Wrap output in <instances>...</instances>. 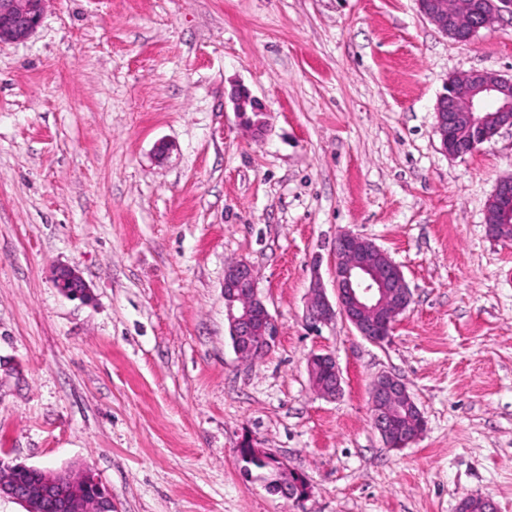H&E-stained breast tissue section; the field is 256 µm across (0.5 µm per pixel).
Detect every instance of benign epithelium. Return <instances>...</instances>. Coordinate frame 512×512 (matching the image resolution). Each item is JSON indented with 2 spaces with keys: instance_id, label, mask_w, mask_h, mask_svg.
<instances>
[{
  "instance_id": "obj_1",
  "label": "benign epithelium",
  "mask_w": 512,
  "mask_h": 512,
  "mask_svg": "<svg viewBox=\"0 0 512 512\" xmlns=\"http://www.w3.org/2000/svg\"><path fill=\"white\" fill-rule=\"evenodd\" d=\"M49 0H0V45L27 40L39 27ZM420 12L448 38L468 43L504 14L512 16V0H464L462 9L448 12V0H417ZM231 99L234 111L252 136L268 126V113L245 87L236 88ZM504 128L512 129V75L472 71L451 76L435 105V129L441 150L456 158L473 153ZM496 211L485 214L488 235L502 239L501 225L512 223V177H505L494 191ZM334 299H329L319 277L311 282L307 304L309 322L327 324L341 315L369 342L389 341L396 318L406 311L412 292L404 273L384 250L362 236L344 233L336 239L333 261ZM55 287L70 298L84 299L88 290L81 276L61 269ZM224 307L233 349L242 359L263 357L276 343L279 326L259 294L253 266L239 260L224 272ZM308 374L314 389L332 399L342 391V375L329 353H314L308 359ZM372 420L385 447L399 450L413 443L425 428L422 412L405 384L388 373L372 384ZM243 475L260 481L275 494L303 501L309 491L306 476L292 470L281 458L256 446L248 436L237 450ZM0 469L10 477L0 480V497L22 503L27 512H115L112 494L91 468L77 477H67L48 468L15 463L0 456ZM39 473L46 493L39 497L27 487V476Z\"/></svg>"
}]
</instances>
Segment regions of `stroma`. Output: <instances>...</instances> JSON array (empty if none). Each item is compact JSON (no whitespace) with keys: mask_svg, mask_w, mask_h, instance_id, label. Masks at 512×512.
<instances>
[{"mask_svg":"<svg viewBox=\"0 0 512 512\" xmlns=\"http://www.w3.org/2000/svg\"><path fill=\"white\" fill-rule=\"evenodd\" d=\"M475 70L512 75L511 16L462 45L416 0H49L0 46V456L92 468L117 512H512V241L484 224L512 130L462 158L435 131ZM344 232L412 291L380 346L305 320ZM237 260L280 326L255 362L228 335ZM381 373L426 420L399 451L372 424ZM246 434L308 477L304 502L242 477ZM234 111L253 137H260L268 126V113L245 87H237L231 94ZM55 287L61 294L70 298L85 299L88 290L81 276L71 269H61L54 279ZM307 369L311 384L319 394L332 399L341 393L342 375L332 354H312L308 359Z\"/></svg>","mask_w":512,"mask_h":512,"instance_id":"35a3bbf8","label":"stroma"}]
</instances>
